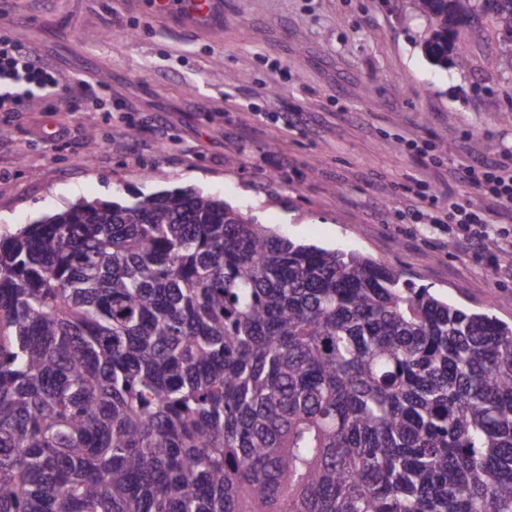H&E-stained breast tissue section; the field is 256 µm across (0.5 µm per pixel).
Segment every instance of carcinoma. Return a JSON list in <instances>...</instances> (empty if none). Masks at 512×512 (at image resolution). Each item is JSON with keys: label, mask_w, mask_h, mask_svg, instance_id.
Segmentation results:
<instances>
[{"label": "carcinoma", "mask_w": 512, "mask_h": 512, "mask_svg": "<svg viewBox=\"0 0 512 512\" xmlns=\"http://www.w3.org/2000/svg\"><path fill=\"white\" fill-rule=\"evenodd\" d=\"M425 55L479 12L410 0ZM0 512H512V324L191 189L0 236Z\"/></svg>", "instance_id": "obj_1"}]
</instances>
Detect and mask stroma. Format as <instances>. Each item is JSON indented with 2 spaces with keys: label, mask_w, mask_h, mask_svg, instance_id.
I'll return each mask as SVG.
<instances>
[{
  "label": "stroma",
  "mask_w": 512,
  "mask_h": 512,
  "mask_svg": "<svg viewBox=\"0 0 512 512\" xmlns=\"http://www.w3.org/2000/svg\"><path fill=\"white\" fill-rule=\"evenodd\" d=\"M481 27L466 63L440 68L410 0H224L208 29L151 0H0V34L66 82L112 91L93 103L60 90L0 112V228L80 199L192 187L512 322L501 302L512 297V216L483 253L412 219L420 180L447 190L438 216L484 205L457 164L512 151V41L490 16Z\"/></svg>",
  "instance_id": "35a3bbf8"
}]
</instances>
